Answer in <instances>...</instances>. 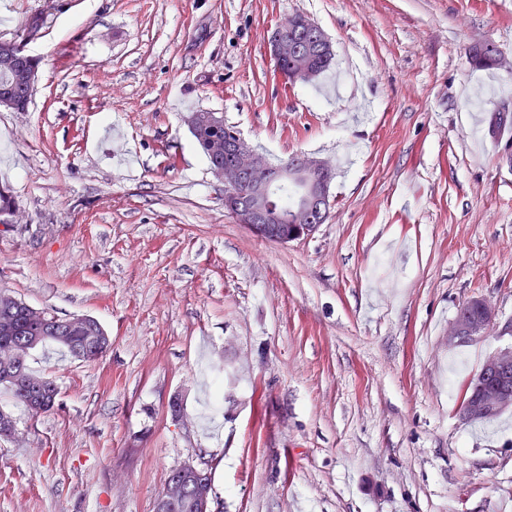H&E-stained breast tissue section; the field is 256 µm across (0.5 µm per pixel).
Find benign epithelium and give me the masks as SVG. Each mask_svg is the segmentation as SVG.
<instances>
[{"label":"benign epithelium","instance_id":"7a95c632","mask_svg":"<svg viewBox=\"0 0 512 512\" xmlns=\"http://www.w3.org/2000/svg\"><path fill=\"white\" fill-rule=\"evenodd\" d=\"M274 61L288 58L298 62L289 73L291 81L311 79L306 68L312 50L333 51L324 31L303 15H291L275 26L269 40ZM18 76L22 85L34 90L40 81V70L29 66L31 55L24 46L17 48ZM217 161L210 165L211 173L224 183V206L255 237L286 245L311 238L330 209V187L335 168L308 156H295L282 166L271 165L252 150L236 132L224 137V142L212 145ZM299 186V194L291 212L275 206L278 188L288 183ZM478 307L481 318H469L468 308ZM499 329L494 306L482 296H474L456 313L448 333V344L459 345L481 338ZM485 376L494 380L493 387L473 393L463 406L464 420L483 417L491 412L512 408V345L496 350L483 363ZM190 482L185 472L177 471L156 502V512H165L188 494Z\"/></svg>","mask_w":512,"mask_h":512}]
</instances>
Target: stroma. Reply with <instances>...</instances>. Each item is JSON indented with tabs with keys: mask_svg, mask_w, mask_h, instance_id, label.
Here are the masks:
<instances>
[{
	"mask_svg": "<svg viewBox=\"0 0 512 512\" xmlns=\"http://www.w3.org/2000/svg\"><path fill=\"white\" fill-rule=\"evenodd\" d=\"M293 14L332 42L317 80L268 53ZM10 39L42 80L0 109V289L111 346L34 354L54 411L0 396V512H155L188 463L220 512H512V410L459 414L512 335L448 343L475 295L512 323V69L469 59L512 60V0H0ZM200 110L335 166L312 238L236 223ZM487 45H492L494 48H496L494 44L488 42V43L476 45V46L472 47L470 50L471 60L477 68H483V69H494L495 68L493 66V64L490 63V61H489V54L491 52L489 50L484 51V52L481 51V49H483ZM491 54L495 61L496 66L498 68L506 67V64H508L509 67H511L512 62L510 61V63H507L505 58L502 55H500V53L498 51H493Z\"/></svg>",
	"mask_w": 512,
	"mask_h": 512,
	"instance_id": "35a3bbf8",
	"label": "stroma"
}]
</instances>
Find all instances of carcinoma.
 <instances>
[{"label": "carcinoma", "instance_id": "1", "mask_svg": "<svg viewBox=\"0 0 512 512\" xmlns=\"http://www.w3.org/2000/svg\"><path fill=\"white\" fill-rule=\"evenodd\" d=\"M15 44L12 40L0 41V85L13 79ZM234 127L224 122L212 123L204 121L199 133L193 135L195 142L202 152L208 151V142L212 138H222ZM26 303L18 299L6 304L0 303V351L8 353L22 343L28 344L23 352L16 369H0V391L8 395L14 402L24 405L33 415L47 413L57 404L58 388L50 375L35 372L29 366L33 351L53 343L66 350L70 356H75L76 350L84 351L83 362L94 363L106 352L110 345V337L101 324L94 318H89L86 330L72 333L65 330L62 319L54 314L46 313L47 322L33 324L27 322L25 316ZM38 377L44 380L45 393L39 400H30L23 393L22 382L28 378Z\"/></svg>", "mask_w": 512, "mask_h": 512}]
</instances>
